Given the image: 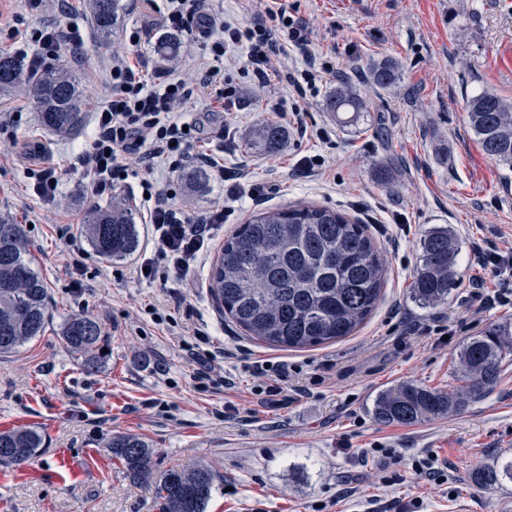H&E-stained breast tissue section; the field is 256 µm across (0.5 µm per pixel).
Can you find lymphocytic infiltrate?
<instances>
[{
	"mask_svg": "<svg viewBox=\"0 0 512 512\" xmlns=\"http://www.w3.org/2000/svg\"><path fill=\"white\" fill-rule=\"evenodd\" d=\"M165 2L166 26L205 39L214 64L203 70L197 85L192 86L168 71L150 69L146 63L113 59L111 93L94 116L96 132L91 148L74 163L83 172L85 192L90 198L111 192L124 180L133 158L151 165L167 163L176 169L197 157L216 177H224V163L218 154L197 150L201 141L199 125L186 121L175 113L174 107L197 92L209 96L214 112L234 104L235 90L225 86L224 72L219 66L229 48L245 50L247 66L258 82L285 78L301 97L315 88L320 74L332 71L329 63L320 61L317 53L311 51L304 22L288 15L284 7L268 9L267 21L238 27L224 22L219 13L203 12L199 0ZM0 37L10 41L16 55L26 60L34 73L56 61L62 45L77 49L84 43L79 27L74 24L23 29L16 18L1 16ZM289 44L304 54L305 67L301 73H284L276 66ZM142 189L149 194L147 215L153 248L150 254L136 260L137 277L154 279L161 266L178 276H187L200 256L208 252L211 231L223 223V212L194 220L186 215L175 194L154 191L147 181Z\"/></svg>",
	"mask_w": 512,
	"mask_h": 512,
	"instance_id": "obj_1",
	"label": "lymphocytic infiltrate"
}]
</instances>
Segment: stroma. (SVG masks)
I'll list each match as a JSON object with an SVG mask.
<instances>
[{"instance_id": "stroma-1", "label": "stroma", "mask_w": 512, "mask_h": 512, "mask_svg": "<svg viewBox=\"0 0 512 512\" xmlns=\"http://www.w3.org/2000/svg\"><path fill=\"white\" fill-rule=\"evenodd\" d=\"M125 16L114 43L100 42L86 0H55L39 12L25 0H0V11L24 25L85 30L82 55L63 47L60 64L78 76L89 116L106 99L113 54L126 50L132 31L148 38L149 66L193 79L213 60L201 42L182 35L175 61L156 47L167 28L161 13L124 0ZM290 15L305 19L316 51L345 70L366 104L350 123L326 109L336 83L325 80L298 99L287 82L258 84L231 50L224 81L237 91L229 115H211L204 101L182 103L186 119H199L212 148L223 149L224 166L248 165L256 182L270 186L264 207L299 202L339 208L351 217H402L407 231L386 234L369 225L387 262L386 284L372 315L332 344L283 350L250 339L228 319L209 290L210 268L225 238L254 212L241 203L234 181H217L204 164L170 172L156 166L128 177L109 197L87 198L70 173L75 155L88 149L94 123L59 136L43 129L20 91L0 96V216L25 225L34 268L49 292L51 321L45 333L11 355L0 356V431L31 426L45 446L33 462L0 467V512H161L154 488L133 486L106 446L115 434L145 439L154 474L173 467L209 464L217 473L207 512H512V479L490 490L471 478L480 468L512 461V355L497 383L466 410L414 425H383L373 416L377 395L403 382L436 390L457 385V353L487 328L512 324V303L478 309L466 297L469 277L482 275L488 290L497 276L474 264L471 245L495 247L512 262V171L490 160L463 110L483 90L512 101V0H286ZM399 63L401 77L382 89L369 67ZM301 103L320 138L301 139L287 130L281 148L259 153L248 146L253 127L276 120L267 99ZM42 142L41 164L56 168L59 192L43 200L33 192L27 164L15 148ZM318 158L325 176L304 177L302 159ZM197 172L194 189L186 172ZM175 192L190 214L227 209L213 231L207 255L185 281L159 272L154 282L130 274L127 262L107 263L86 251L79 274L60 269L65 239L86 216L111 198L140 195L141 179ZM448 228L458 245V286L447 303L425 308L411 294L420 242L428 230ZM85 314L102 329L98 367L86 371L81 354L59 334L69 316ZM199 328L210 336H192ZM223 368L210 380L195 377L198 360ZM268 362L254 375V361ZM302 394L260 406L280 364ZM232 379L234 389L224 387ZM433 456L446 465L444 483L428 480L415 462Z\"/></svg>"}]
</instances>
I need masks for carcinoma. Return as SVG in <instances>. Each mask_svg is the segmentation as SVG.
Instances as JSON below:
<instances>
[{"label":"carcinoma","instance_id":"1","mask_svg":"<svg viewBox=\"0 0 512 512\" xmlns=\"http://www.w3.org/2000/svg\"><path fill=\"white\" fill-rule=\"evenodd\" d=\"M98 34L112 40L123 0H88ZM182 42L175 34L161 37L158 49L173 58ZM370 81L386 89L400 78L394 60L374 63ZM23 88L41 124L58 134L79 130L85 122L82 91L71 71L49 67L30 75L13 56H0V93ZM331 112L365 111L348 84L336 87L327 100ZM468 122L482 149L496 164L512 169V102L492 91H481L465 104ZM283 130L274 123L258 126L255 145L273 150ZM90 247L103 259L119 262L139 247L134 213L120 200L91 212L80 225ZM456 244L445 228L424 237L412 294L424 307L448 302L456 288ZM386 262L365 225L351 222L328 207L297 205L255 213L224 239L211 270L209 288L224 313L248 337L284 349L323 346L355 331L374 311L381 295ZM48 322L47 284L33 268L29 243L20 224L0 217V355L10 354L42 335ZM67 347L97 364L100 324L88 315L67 318L61 327ZM512 353V325H495L467 340L460 348V385L443 392L411 382L381 392L373 415L381 424L413 425L424 419L457 415L498 381L502 360ZM44 447L34 428L0 431V465L15 466L36 458ZM107 447L129 480L155 482L162 512H206L216 473L205 464L170 468L153 478L152 449L141 437L112 436ZM512 479V462L503 469H481L472 480L492 488Z\"/></svg>","mask_w":512,"mask_h":512}]
</instances>
